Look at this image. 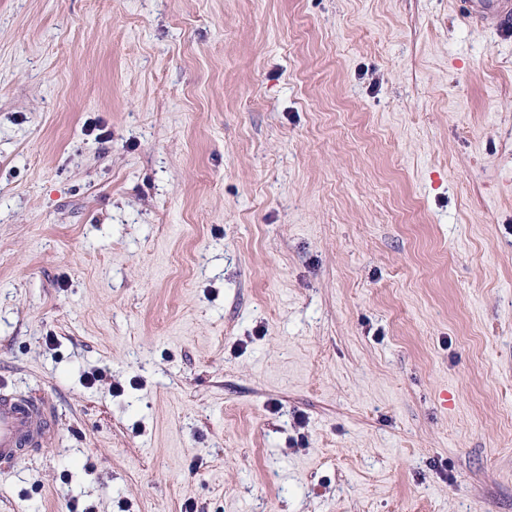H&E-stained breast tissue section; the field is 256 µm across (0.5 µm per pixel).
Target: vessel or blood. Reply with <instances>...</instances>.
Instances as JSON below:
<instances>
[{
  "label": "vessel or blood",
  "mask_w": 512,
  "mask_h": 512,
  "mask_svg": "<svg viewBox=\"0 0 512 512\" xmlns=\"http://www.w3.org/2000/svg\"><path fill=\"white\" fill-rule=\"evenodd\" d=\"M457 8L470 23L498 31L512 27V0H457ZM52 435L44 403L19 395L0 379V469L11 468L27 449L43 446Z\"/></svg>",
  "instance_id": "obj_1"
}]
</instances>
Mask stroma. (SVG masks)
I'll return each instance as SVG.
<instances>
[{"mask_svg":"<svg viewBox=\"0 0 512 512\" xmlns=\"http://www.w3.org/2000/svg\"><path fill=\"white\" fill-rule=\"evenodd\" d=\"M2 376L0 512H512V30L0 0ZM52 435V416L44 403L19 395L1 378L0 469L11 468L27 448L43 446Z\"/></svg>","mask_w":512,"mask_h":512,"instance_id":"1","label":"stroma"}]
</instances>
